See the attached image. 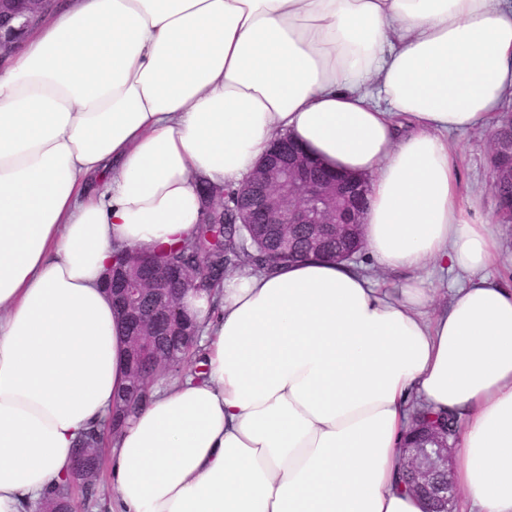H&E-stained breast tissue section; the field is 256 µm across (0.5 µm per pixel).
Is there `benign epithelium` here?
I'll use <instances>...</instances> for the list:
<instances>
[{
  "instance_id": "7a95c632",
  "label": "benign epithelium",
  "mask_w": 512,
  "mask_h": 512,
  "mask_svg": "<svg viewBox=\"0 0 512 512\" xmlns=\"http://www.w3.org/2000/svg\"><path fill=\"white\" fill-rule=\"evenodd\" d=\"M26 12L21 26L29 19L49 12V0H24ZM318 162L299 150L288 153L282 146L266 154L261 166L239 187L241 202L235 208V223L258 224L259 232L270 240H288V231L305 227L303 239L315 246L330 235L359 236V211L355 196L341 177L311 175ZM192 272L180 266H164L130 253L125 263L108 271L107 282L112 301L127 328L128 341L136 356H141L157 338L174 326L185 328L180 314V298ZM130 387L123 397L129 399L143 388V371L131 364ZM453 444L440 427L426 428L414 442L404 444L406 478L412 489L427 497L436 512H454L458 491L451 477Z\"/></svg>"
}]
</instances>
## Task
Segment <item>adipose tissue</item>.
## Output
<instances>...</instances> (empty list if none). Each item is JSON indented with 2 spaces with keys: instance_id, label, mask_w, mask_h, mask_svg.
<instances>
[{
  "instance_id": "obj_1",
  "label": "adipose tissue",
  "mask_w": 512,
  "mask_h": 512,
  "mask_svg": "<svg viewBox=\"0 0 512 512\" xmlns=\"http://www.w3.org/2000/svg\"><path fill=\"white\" fill-rule=\"evenodd\" d=\"M511 106L512 0H70L0 68V512L127 383L114 252L190 237L203 183L282 136L367 178L364 246L407 278L307 258L186 293L205 378L111 438L112 512H425L420 405L457 416L467 512H512V283L448 144Z\"/></svg>"
}]
</instances>
